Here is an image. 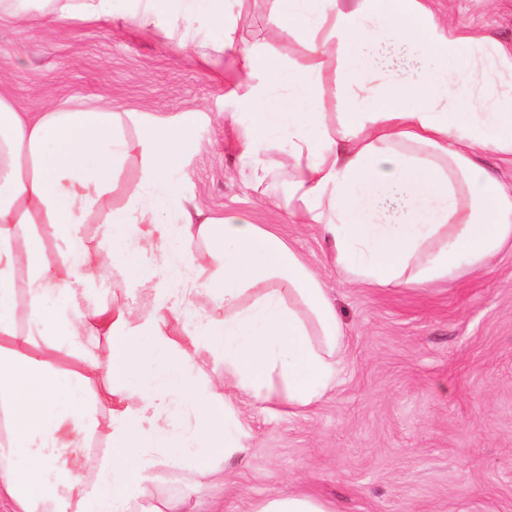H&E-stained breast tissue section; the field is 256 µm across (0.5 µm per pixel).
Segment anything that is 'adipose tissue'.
I'll use <instances>...</instances> for the list:
<instances>
[{
    "label": "adipose tissue",
    "instance_id": "adipose-tissue-1",
    "mask_svg": "<svg viewBox=\"0 0 512 512\" xmlns=\"http://www.w3.org/2000/svg\"><path fill=\"white\" fill-rule=\"evenodd\" d=\"M48 2L53 25L112 12V0ZM247 2L129 0L124 16L182 31V48L197 17L221 32L214 51L238 64L239 172L256 188L283 175L277 207L317 225L351 280L426 285L512 240V194L478 161L512 155V98L478 108L473 94L512 71V49L451 33L427 0H270L304 50L286 65L242 43ZM192 147L189 122L167 115L21 112L0 95V498L17 512H150L156 467L215 473L244 457L237 393L301 412L334 377L342 324L316 274L248 215L213 217L185 192ZM134 153L137 180L115 202ZM112 271L149 288L150 305L113 304ZM59 353L78 368L57 369ZM202 358L223 364V382L200 380ZM100 429L112 451L98 457Z\"/></svg>",
    "mask_w": 512,
    "mask_h": 512
}]
</instances>
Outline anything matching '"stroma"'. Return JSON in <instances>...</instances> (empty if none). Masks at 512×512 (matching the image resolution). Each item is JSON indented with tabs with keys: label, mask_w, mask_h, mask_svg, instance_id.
<instances>
[{
	"label": "stroma",
	"mask_w": 512,
	"mask_h": 512,
	"mask_svg": "<svg viewBox=\"0 0 512 512\" xmlns=\"http://www.w3.org/2000/svg\"><path fill=\"white\" fill-rule=\"evenodd\" d=\"M457 31L512 47V0H429ZM115 17L54 30L40 19H0V95L21 112L50 105H112L193 124L180 178L217 216L242 212L271 225L327 288L343 323L336 384L306 411L237 399L245 459L224 481L159 467L147 493L190 498V512H252L302 491L335 512H512V245L485 267L431 286L373 288L337 269L316 225L291 223L270 197L285 184L244 183L224 115L233 71L223 56L173 48L176 34ZM267 0L240 23L247 44L300 61L303 49L276 29Z\"/></svg>",
	"instance_id": "stroma-1"
}]
</instances>
